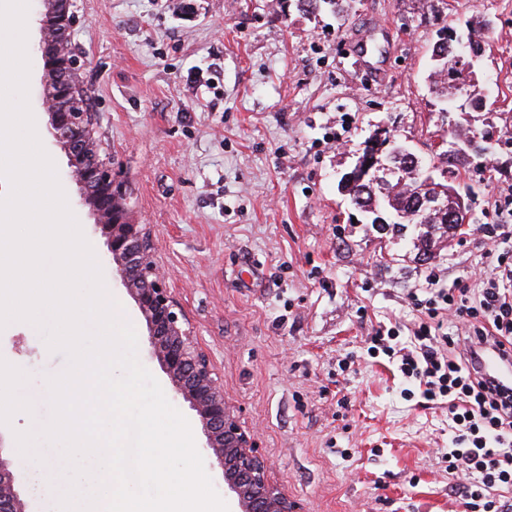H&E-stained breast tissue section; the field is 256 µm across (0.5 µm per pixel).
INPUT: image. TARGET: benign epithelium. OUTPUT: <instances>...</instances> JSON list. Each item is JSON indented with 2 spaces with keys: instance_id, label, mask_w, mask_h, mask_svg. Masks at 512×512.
I'll list each match as a JSON object with an SVG mask.
<instances>
[{
  "instance_id": "1",
  "label": "benign epithelium",
  "mask_w": 512,
  "mask_h": 512,
  "mask_svg": "<svg viewBox=\"0 0 512 512\" xmlns=\"http://www.w3.org/2000/svg\"><path fill=\"white\" fill-rule=\"evenodd\" d=\"M42 38L41 79L46 86L45 133L67 158V174L79 189L78 204L94 217L93 232L103 240L100 261L134 300L146 324L150 354L166 374L175 399L188 404L205 436L203 452L221 471L224 490L236 512H299L268 478L269 465L254 437L244 432L224 400L209 358L195 345L176 301L165 288L153 259L147 225L130 220L123 182L112 155L94 136L93 113L82 93L83 58L70 32L79 23L74 0H36ZM0 445V512H29L21 480Z\"/></svg>"
}]
</instances>
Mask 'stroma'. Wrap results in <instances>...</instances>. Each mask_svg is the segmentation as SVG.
I'll use <instances>...</instances> for the list:
<instances>
[{"instance_id":"obj_1","label":"stroma","mask_w":512,"mask_h":512,"mask_svg":"<svg viewBox=\"0 0 512 512\" xmlns=\"http://www.w3.org/2000/svg\"><path fill=\"white\" fill-rule=\"evenodd\" d=\"M75 0L96 139L111 151L131 217L149 225L165 286L224 387L269 477L300 512H459L441 457L447 405L423 406L377 329L410 346L429 278L473 284L512 262V0H343L341 14L298 0ZM490 21L476 72L482 112L443 108L429 89L439 28ZM376 43L356 67L359 36ZM211 77L192 88L191 69ZM489 133L487 156L456 169L469 231L419 261L415 236L378 234L337 188L375 132L398 135L423 167L434 142ZM23 322L0 330V442L22 478L16 432L51 416L49 376L66 368ZM25 404L15 408L14 395Z\"/></svg>"}]
</instances>
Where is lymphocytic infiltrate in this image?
I'll return each mask as SVG.
<instances>
[{
  "label": "lymphocytic infiltrate",
  "instance_id": "obj_1",
  "mask_svg": "<svg viewBox=\"0 0 512 512\" xmlns=\"http://www.w3.org/2000/svg\"><path fill=\"white\" fill-rule=\"evenodd\" d=\"M417 300L426 323L407 352L376 333L369 354L399 358L423 398L448 407L454 446L445 452L459 480L463 512H512V388L482 375L477 344L512 348V267L497 266L476 287L433 288Z\"/></svg>",
  "mask_w": 512,
  "mask_h": 512
}]
</instances>
